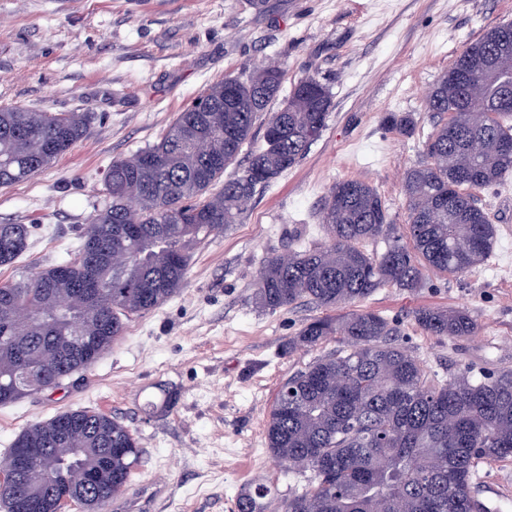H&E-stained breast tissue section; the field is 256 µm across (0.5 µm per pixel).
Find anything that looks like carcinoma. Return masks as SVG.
I'll return each instance as SVG.
<instances>
[{
    "label": "carcinoma",
    "mask_w": 512,
    "mask_h": 512,
    "mask_svg": "<svg viewBox=\"0 0 512 512\" xmlns=\"http://www.w3.org/2000/svg\"><path fill=\"white\" fill-rule=\"evenodd\" d=\"M498 55L512 81V22L489 29L455 59L425 100L448 115L425 143V160L407 170L405 232L397 231L377 191L361 180L336 182L325 199L320 245L265 257L253 278L264 310L301 302L326 310L363 302L377 289L415 290L424 270L459 277L494 252L497 228L471 190L512 171V87L484 76ZM284 78L278 65L242 80L228 75L188 105L161 139L112 161L109 201L94 211L69 259L17 281L0 282V406L44 391L58 355L80 341L93 365L124 335V319L158 308L184 287L193 246L238 221L258 189L292 168L317 141L332 108L328 87L300 79L271 111ZM387 124L413 132L406 115ZM264 144L232 175L256 124ZM83 112L0 106V185L30 179L89 132ZM29 224H0V267L29 246ZM383 241L381 251L364 249ZM415 323L430 336L460 340L476 321L466 308L422 307ZM383 316L352 310L307 320L287 350H309L331 336L347 349L316 358L283 381L265 427L271 456L309 472L286 499L257 484L236 512H486L471 475L479 464L512 461V370H459L443 383L395 339ZM15 448L48 457L25 472L0 476L15 512H55L63 495L112 498L125 490L142 449L124 423L77 409L23 430ZM96 481L88 484L87 474Z\"/></svg>",
    "instance_id": "carcinoma-1"
}]
</instances>
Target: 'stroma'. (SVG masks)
I'll return each instance as SVG.
<instances>
[{"label":"stroma","mask_w":512,"mask_h":512,"mask_svg":"<svg viewBox=\"0 0 512 512\" xmlns=\"http://www.w3.org/2000/svg\"><path fill=\"white\" fill-rule=\"evenodd\" d=\"M507 22L512 0H264L259 11L249 0H0V106L91 118L88 136L42 173L0 186V222L36 227L0 281L68 258L106 202L113 160L157 142L224 76L243 79L273 61L285 70L281 96L308 75L332 93L319 140L257 191L237 223L196 247L178 294L131 316L87 370L0 406V458L23 428L87 409L124 422L143 450L106 512L155 480L163 489L146 512H234L249 485L268 484L284 499L307 484L308 474L271 457L266 421L279 384L343 342L286 353L322 311L257 308L253 275L268 255L324 242L321 211L337 181L369 183L393 223H405L403 176L444 121L427 112V92L469 43ZM391 112L412 118V135L386 127ZM474 197L498 229L484 265L458 279L428 272L418 292L384 287L362 304L388 318L398 343L443 381L465 366L512 369V274L504 271L512 173ZM421 307L467 308L477 332L459 341L427 335L412 316ZM473 484L491 512H512V461L480 467Z\"/></svg>","instance_id":"stroma-1"}]
</instances>
